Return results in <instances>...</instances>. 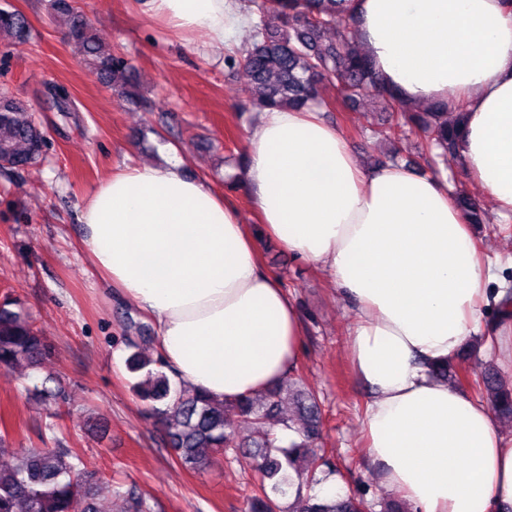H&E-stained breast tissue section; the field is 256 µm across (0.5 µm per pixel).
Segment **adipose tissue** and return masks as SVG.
<instances>
[{"instance_id":"ef3b65f1","label":"adipose tissue","mask_w":512,"mask_h":512,"mask_svg":"<svg viewBox=\"0 0 512 512\" xmlns=\"http://www.w3.org/2000/svg\"><path fill=\"white\" fill-rule=\"evenodd\" d=\"M186 43L223 53L239 0H137ZM366 54L407 102L465 100L458 156L512 219V7L505 0H350ZM243 179L264 232L355 305L350 357L369 391L361 425L382 486L411 512H512V437L439 380L481 330L493 266L447 179L362 166L319 107L258 113ZM77 220L98 276L151 321L172 380L233 402L291 374L297 306L262 263L237 208L182 158L98 182Z\"/></svg>"}]
</instances>
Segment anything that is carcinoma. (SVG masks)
Listing matches in <instances>:
<instances>
[{
  "label": "carcinoma",
  "mask_w": 512,
  "mask_h": 512,
  "mask_svg": "<svg viewBox=\"0 0 512 512\" xmlns=\"http://www.w3.org/2000/svg\"><path fill=\"white\" fill-rule=\"evenodd\" d=\"M347 0H247V13L256 17L252 44L241 58L227 56L230 66L241 65L249 79L250 100L244 112L267 108L300 110L316 104L326 111L338 112L361 101H369L387 114V138L394 142H412L417 155L412 163L439 175L448 160L456 158L463 122V105L454 112L446 103H432L420 109L386 89L361 45L351 35V16L344 8ZM57 11L71 16L69 37L85 60L98 64L102 74L112 78L115 91L124 93L131 66L123 59L102 50L88 24L74 14L70 0H54ZM29 24L19 12L0 10V32L15 42L27 39ZM336 86V103L319 97V86ZM43 137L32 113L13 99L0 95V163L5 168L26 167L42 151ZM468 222L485 223L480 205L465 193L457 196ZM125 360L128 371L143 374L133 391L159 416L165 426L164 445L177 462L188 470L201 469L209 456L232 450L248 460L260 484V493L248 500L249 512H283L277 497L295 489L288 512H366L367 502L355 495L337 494L324 499L294 488L295 477L315 476L331 467L324 448V420L316 395L308 389L296 390L297 417L286 429L298 439L286 442L270 425L276 415L281 383L261 398H243L233 403L218 402L186 384L175 386L165 372L162 357H147L149 342L146 325L127 319ZM47 358V345L17 300L6 294L0 298V370L10 371L25 365L37 368ZM454 380L482 398L498 412L512 418V389L504 387L494 374L470 366H459ZM50 416L65 402L62 388L47 373L34 388ZM246 422L254 437L243 439L235 419ZM118 496L124 512H151L148 499L133 489L103 482L86 467L75 450L23 448L16 461L0 464V512H98L99 501Z\"/></svg>",
  "instance_id": "cac0c4a2"
}]
</instances>
